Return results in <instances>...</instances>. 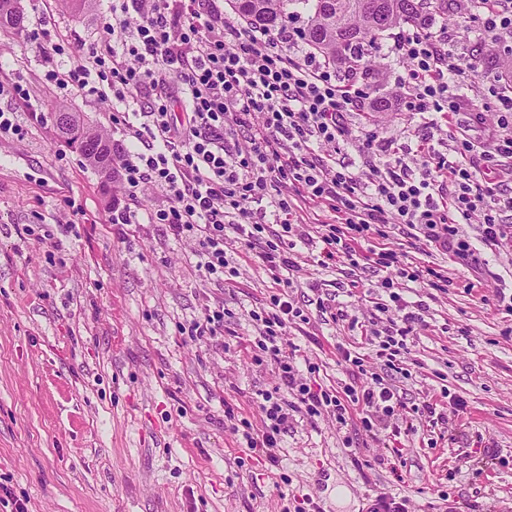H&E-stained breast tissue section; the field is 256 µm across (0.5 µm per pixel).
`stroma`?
Masks as SVG:
<instances>
[{"instance_id":"stroma-1","label":"stroma","mask_w":512,"mask_h":512,"mask_svg":"<svg viewBox=\"0 0 512 512\" xmlns=\"http://www.w3.org/2000/svg\"><path fill=\"white\" fill-rule=\"evenodd\" d=\"M432 31H444L462 54L468 96L487 105L494 121L500 83L495 62L511 57L491 48L482 26L464 9L437 11ZM21 33L0 31V109L13 111L23 137L0 135V484L28 512H298L311 498L317 512H368L377 495L408 497L409 512H512V312L499 307L498 288L512 287V250L492 252L478 223L461 230L482 258L473 268L399 226L388 244L398 254L444 267L447 291L400 281L426 322L410 342L407 374H394L406 403L448 392L464 401L449 413L444 437L425 428L393 435L363 429L359 419L336 424L294 414L278 464L244 448L224 424L225 407L259 424V391L278 383L274 367L258 363L247 311L265 303L268 276L245 264L219 287L200 277L193 244L174 239L148 216L168 206L165 193L140 194L138 223L118 226L112 209L118 185L68 148L56 127L59 109L80 113L113 146H130L114 112L144 121L152 96L86 100L44 82L67 72L80 49L103 44L111 0L77 9L69 0H18ZM64 51L44 56L41 46ZM390 34L371 49V97H390L408 63L390 50ZM29 92L11 93L13 85ZM353 126L375 130L401 151L423 138L455 148L467 133L483 138L468 114L432 130L407 112H351ZM391 268H325L310 261L292 297L310 321L289 325L284 341L300 367L316 366L317 382L344 389L351 377L339 348L356 347L368 371L381 372L362 336L387 295ZM358 317L326 325L316 302ZM231 312L226 335L193 340L181 326L206 303ZM349 505L337 508L336 486Z\"/></svg>"}]
</instances>
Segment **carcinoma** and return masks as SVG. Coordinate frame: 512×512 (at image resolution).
Returning a JSON list of instances; mask_svg holds the SVG:
<instances>
[{
  "mask_svg": "<svg viewBox=\"0 0 512 512\" xmlns=\"http://www.w3.org/2000/svg\"><path fill=\"white\" fill-rule=\"evenodd\" d=\"M247 24L263 32L274 30L293 4L310 5L302 31L309 49L343 72V77L371 78L369 47L377 35L412 26L427 30L432 15L428 0H234ZM24 28V15L16 0H0V29L16 33ZM66 143L92 166L112 170L111 141L99 130L67 114L59 123Z\"/></svg>",
  "mask_w": 512,
  "mask_h": 512,
  "instance_id": "carcinoma-1",
  "label": "carcinoma"
}]
</instances>
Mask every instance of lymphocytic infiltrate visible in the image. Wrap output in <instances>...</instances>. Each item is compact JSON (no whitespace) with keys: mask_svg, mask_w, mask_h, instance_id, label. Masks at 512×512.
Segmentation results:
<instances>
[{"mask_svg":"<svg viewBox=\"0 0 512 512\" xmlns=\"http://www.w3.org/2000/svg\"><path fill=\"white\" fill-rule=\"evenodd\" d=\"M467 8L476 11L493 41L512 39V0H468ZM104 28L114 35L111 48H89L68 75L47 71V83L120 100L151 91L149 131L135 126L129 113L112 115L130 138L148 134L154 140L143 151L115 152L114 173L129 203L146 187L164 192L169 206L151 213L149 221L166 225L175 238L193 239L196 269L207 279L220 283L237 275L226 251L232 238L272 282L268 300L249 318L254 344L275 366L280 388L260 394L261 427L237 423L233 408H226L231 431H242L248 448L274 466L294 412L312 419L330 414L340 425L356 414L369 432L447 424L436 397L405 405L384 374L340 393L303 378L282 344L288 325L304 317L290 295L291 274L300 268L301 247L317 241L323 244L319 265L342 257L358 265L366 257L362 241L387 238L390 224L472 262L474 249L459 226L478 213L485 245H511L512 225L501 220L502 211L512 210V195L501 188L503 174L492 166L475 171L474 159L489 149L512 158V98L502 99L503 113L487 144L463 137L450 155L425 138L397 155L376 131L354 130L345 120L346 113L364 108L365 84L338 85L334 67L311 53L283 50V43H299V31L260 34L227 24L212 0H112ZM393 50L409 70L403 93L387 100V109L426 116L436 129L464 110L458 92L463 63L445 34L403 31ZM175 101L187 104L178 122L170 112ZM345 144L357 147L361 163L343 156ZM268 198L275 206L271 223L262 206ZM299 199L316 203L324 220L308 223L295 205ZM369 257L380 267L397 268L406 280L440 291L449 284L443 271L401 262L391 248ZM381 286L389 302L379 308L381 326L371 340L385 371L400 373L408 340L423 319L393 279Z\"/></svg>","mask_w":512,"mask_h":512,"instance_id":"1","label":"lymphocytic infiltrate"}]
</instances>
